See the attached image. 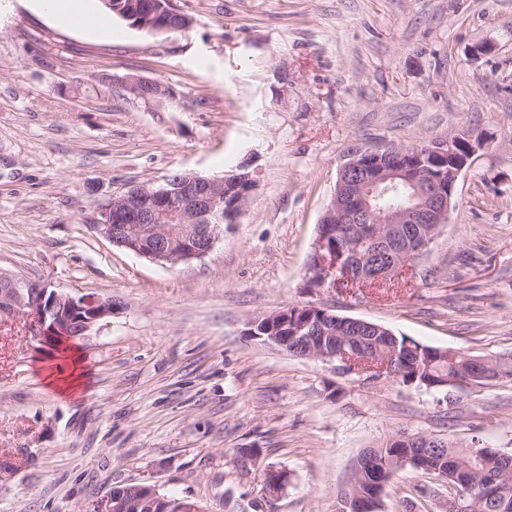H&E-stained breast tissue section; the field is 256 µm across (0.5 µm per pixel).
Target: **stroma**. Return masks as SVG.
<instances>
[{
	"instance_id": "35a3bbf8",
	"label": "stroma",
	"mask_w": 512,
	"mask_h": 512,
	"mask_svg": "<svg viewBox=\"0 0 512 512\" xmlns=\"http://www.w3.org/2000/svg\"><path fill=\"white\" fill-rule=\"evenodd\" d=\"M193 18L100 36L0 0V272L112 300L53 348L0 323V512H93L146 483L204 512H335L361 453L421 432L512 455V381L425 391L345 375L248 334L320 305L422 344L512 353V0H174ZM484 42L491 54L473 58ZM175 96L147 107L110 76ZM467 132L481 143L406 287H316L308 260L348 147ZM249 173L236 223L200 260L160 266L95 229L98 199L172 171ZM77 357L78 390L51 376ZM256 448L250 472L235 451ZM289 482L269 498L264 467ZM404 470L378 512H446Z\"/></svg>"
}]
</instances>
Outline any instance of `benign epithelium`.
Here are the masks:
<instances>
[{"mask_svg": "<svg viewBox=\"0 0 512 512\" xmlns=\"http://www.w3.org/2000/svg\"><path fill=\"white\" fill-rule=\"evenodd\" d=\"M144 11L155 18L161 31H184L192 25L173 0H159ZM112 81L130 94L150 90L149 106L173 96L169 87L148 77L114 76ZM475 151L476 145L465 134L432 143L416 156L394 144H366L349 151L338 170L334 194L321 217L309 257L313 283L334 290L342 281L410 273L438 230L447 224L455 184ZM401 184L413 190L414 203L382 207L380 201ZM254 189L247 172L223 178L184 173L175 180L146 184L109 198L97 209L94 227L113 245L174 267L209 254L224 233V225L237 223ZM172 220L187 225V229L174 233L169 225ZM352 224L364 225L360 241L377 245V262L370 261L355 244L336 247V238L345 236ZM112 311L110 299L72 296L0 274V320L30 317L34 335L49 345L87 335ZM280 315L279 311L265 316L264 344L292 353L296 351L293 342L308 323L291 324L285 319L276 327L274 320ZM141 508L149 512H201L197 503L170 499L144 483L113 490L96 512H137Z\"/></svg>", "mask_w": 512, "mask_h": 512, "instance_id": "7a95c632", "label": "benign epithelium"}]
</instances>
